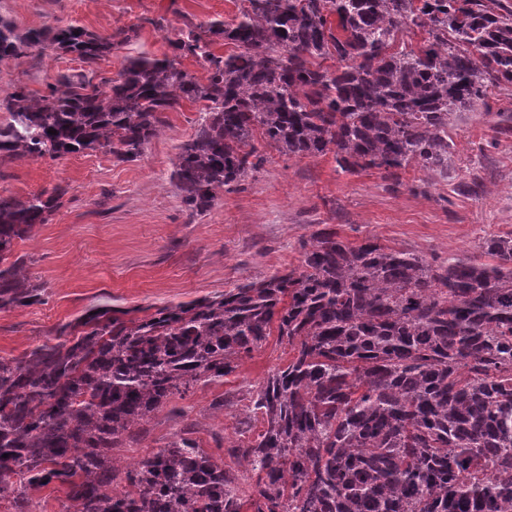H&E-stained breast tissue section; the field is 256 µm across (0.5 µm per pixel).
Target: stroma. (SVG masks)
I'll use <instances>...</instances> for the list:
<instances>
[{"label": "stroma", "mask_w": 512, "mask_h": 512, "mask_svg": "<svg viewBox=\"0 0 512 512\" xmlns=\"http://www.w3.org/2000/svg\"><path fill=\"white\" fill-rule=\"evenodd\" d=\"M243 0H0V18L19 30L83 26L102 35L138 27L97 65V78L116 77L124 59L162 56L167 32L185 19L233 22ZM163 19L164 29L153 25ZM70 55L46 49L37 59H1L0 94L17 84L40 96L57 73H78ZM201 106L183 102L144 147L120 162L100 151L60 161L0 158V191L25 196L62 185V207L17 242L25 273L44 285L40 302L0 311V357L18 358L47 340L56 325L108 304L153 313L171 303L215 296L236 284L298 267L302 246L325 228L359 244H380L445 261L479 255L491 236L512 234V85H489L484 105L448 128L444 174L417 167L342 171L333 154L287 156L263 148V164L238 186L219 190L207 212L190 215L171 181L180 143L190 139ZM287 346L276 338L243 358L222 380L171 399L137 441L114 449L118 468L134 465L173 433L192 428L214 456L235 465L228 447L256 437L249 399Z\"/></svg>", "instance_id": "stroma-1"}]
</instances>
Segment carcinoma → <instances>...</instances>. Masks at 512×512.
I'll use <instances>...</instances> for the list:
<instances>
[{"label": "carcinoma", "instance_id": "obj_1", "mask_svg": "<svg viewBox=\"0 0 512 512\" xmlns=\"http://www.w3.org/2000/svg\"><path fill=\"white\" fill-rule=\"evenodd\" d=\"M239 20L167 37L103 84L59 74L0 100V155L137 160L183 102H202L171 180L190 214L263 162L333 153L343 171L448 169V126L512 84V9L486 0H245ZM427 37L413 46L407 33ZM138 27L15 31L0 59L50 47L93 68ZM233 46L213 51L218 41ZM186 59L204 70L183 69ZM56 134L51 135L49 131ZM57 185L0 195V310L41 299L16 241L62 205ZM434 265L321 230L301 265L142 318L96 306L20 359L0 358V500L67 487L64 512H512V235ZM272 335L288 363L259 387L262 430L235 458L252 483L174 435L113 487L112 449L176 395L233 373Z\"/></svg>", "mask_w": 512, "mask_h": 512}]
</instances>
